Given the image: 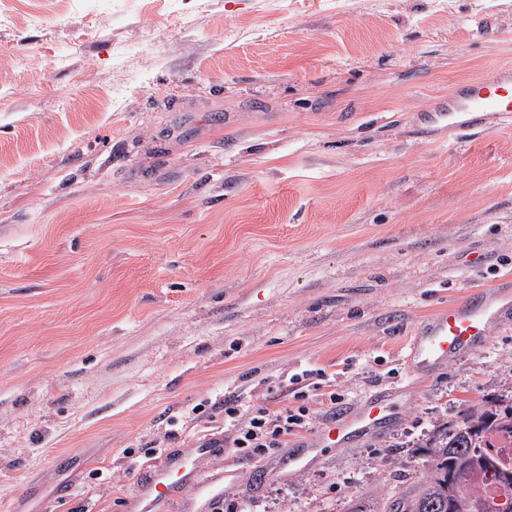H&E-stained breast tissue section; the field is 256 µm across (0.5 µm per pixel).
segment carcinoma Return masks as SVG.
I'll return each instance as SVG.
<instances>
[{
	"instance_id": "obj_1",
	"label": "carcinoma",
	"mask_w": 512,
	"mask_h": 512,
	"mask_svg": "<svg viewBox=\"0 0 512 512\" xmlns=\"http://www.w3.org/2000/svg\"><path fill=\"white\" fill-rule=\"evenodd\" d=\"M512 434V398L473 408L460 421L438 426L422 448L431 464L412 486L382 499L383 512H491L470 486L477 473L490 476L503 490L499 512H512V470L488 453L493 438Z\"/></svg>"
}]
</instances>
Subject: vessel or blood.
<instances>
[{
    "instance_id": "b4317fda",
    "label": "vessel or blood",
    "mask_w": 512,
    "mask_h": 512,
    "mask_svg": "<svg viewBox=\"0 0 512 512\" xmlns=\"http://www.w3.org/2000/svg\"><path fill=\"white\" fill-rule=\"evenodd\" d=\"M512 112V67L505 66L471 82L457 84L440 100L430 122L460 131L481 127L484 116ZM512 320L511 289H480L439 307L406 344L405 361L412 371L435 373L464 355L484 347L494 329ZM395 394H366L349 415L338 416L312 433L307 447L288 458L292 469L317 461L323 449L383 430L395 411ZM224 455L223 443L207 438L172 453L164 449L160 464L141 482L140 512L154 504L182 499L186 512H219L224 501V475L210 467Z\"/></svg>"
}]
</instances>
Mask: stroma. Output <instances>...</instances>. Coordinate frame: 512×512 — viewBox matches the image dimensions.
<instances>
[{
  "label": "stroma",
  "mask_w": 512,
  "mask_h": 512,
  "mask_svg": "<svg viewBox=\"0 0 512 512\" xmlns=\"http://www.w3.org/2000/svg\"><path fill=\"white\" fill-rule=\"evenodd\" d=\"M512 65V0H0V512H128L152 448L335 374L382 433L284 474L225 448L238 512H353L437 424L512 397V324L428 379L405 342L512 288V120L421 115Z\"/></svg>",
  "instance_id": "stroma-1"
}]
</instances>
